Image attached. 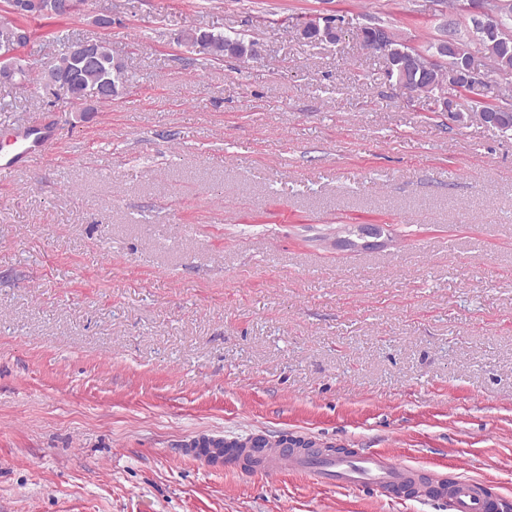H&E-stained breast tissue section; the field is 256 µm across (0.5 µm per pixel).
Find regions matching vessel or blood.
Listing matches in <instances>:
<instances>
[{"label":"vessel or blood","mask_w":512,"mask_h":512,"mask_svg":"<svg viewBox=\"0 0 512 512\" xmlns=\"http://www.w3.org/2000/svg\"><path fill=\"white\" fill-rule=\"evenodd\" d=\"M57 139L55 127L46 122L16 128L9 137L11 151L0 154V181H9L21 164L49 157ZM223 444L227 471L245 476L270 477L289 470L315 485L365 486L386 497L435 502L447 506L448 512H506L508 508L504 497L483 493L480 481L434 475L379 451L317 454L309 448L272 443L260 430L224 439Z\"/></svg>","instance_id":"vessel-or-blood-1"}]
</instances>
